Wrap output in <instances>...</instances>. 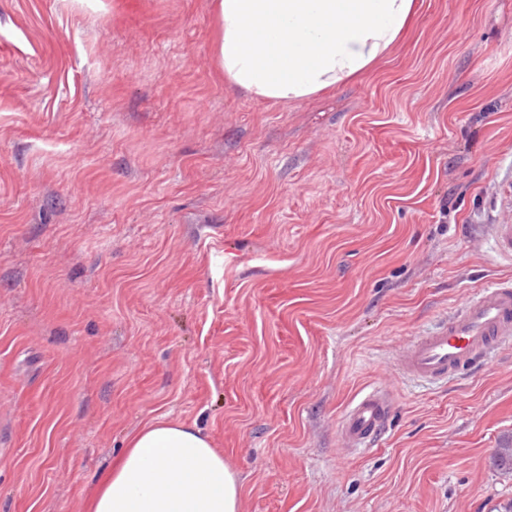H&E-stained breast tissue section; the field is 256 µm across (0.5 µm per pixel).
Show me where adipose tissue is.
<instances>
[{
    "mask_svg": "<svg viewBox=\"0 0 512 512\" xmlns=\"http://www.w3.org/2000/svg\"><path fill=\"white\" fill-rule=\"evenodd\" d=\"M414 0H211L220 79L267 103L336 88L386 56ZM240 486L195 426L157 420L130 436L90 512H239Z\"/></svg>",
    "mask_w": 512,
    "mask_h": 512,
    "instance_id": "1",
    "label": "adipose tissue"
}]
</instances>
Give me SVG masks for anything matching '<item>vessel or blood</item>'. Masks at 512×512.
<instances>
[{"instance_id":"obj_1","label":"vessel or blood","mask_w":512,"mask_h":512,"mask_svg":"<svg viewBox=\"0 0 512 512\" xmlns=\"http://www.w3.org/2000/svg\"><path fill=\"white\" fill-rule=\"evenodd\" d=\"M495 253L512 259V212L490 225ZM512 347V281L498 280L470 293L435 328L415 336L396 364L414 380L444 382L473 373L491 356ZM390 390L382 385L355 399L339 424L341 441L350 448L372 446L382 435L393 410Z\"/></svg>"}]
</instances>
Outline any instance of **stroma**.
Returning <instances> with one entry per match:
<instances>
[{"label": "stroma", "mask_w": 512, "mask_h": 512, "mask_svg": "<svg viewBox=\"0 0 512 512\" xmlns=\"http://www.w3.org/2000/svg\"><path fill=\"white\" fill-rule=\"evenodd\" d=\"M209 0H0V512H87L128 438L196 426L240 512H498L512 351L445 383L410 335L512 263V0H416L289 105L213 75ZM394 409L343 447L366 386ZM489 237L495 253L512 259V201L508 215L498 224H489ZM391 391L374 386L355 399L344 412L339 424L341 441L350 448H369L384 432L393 410Z\"/></svg>", "instance_id": "obj_1"}]
</instances>
